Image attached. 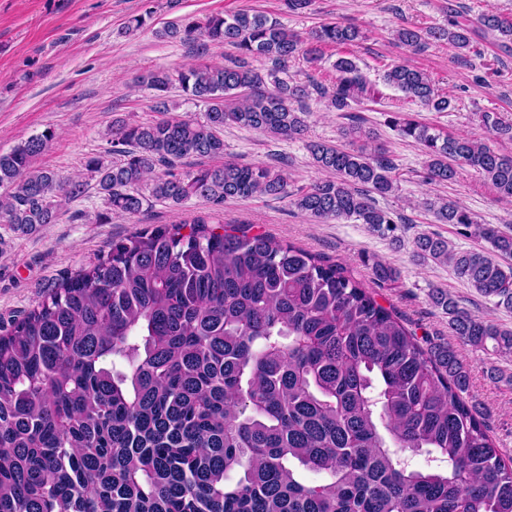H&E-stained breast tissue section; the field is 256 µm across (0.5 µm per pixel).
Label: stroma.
Instances as JSON below:
<instances>
[{
	"label": "stroma",
	"instance_id": "35a3bbf8",
	"mask_svg": "<svg viewBox=\"0 0 512 512\" xmlns=\"http://www.w3.org/2000/svg\"><path fill=\"white\" fill-rule=\"evenodd\" d=\"M147 8L153 11L150 28L125 34L128 19ZM490 8L512 14V0H313L299 14L288 12L284 0H0V153L29 136L54 131V139L34 165L64 180L83 175L85 157L106 148L113 122L157 119L151 92L139 86V76L201 61L222 63L235 54L222 44L197 51L156 37V30L167 23L250 11L277 19L303 38L334 19L356 25L363 35L357 44L322 46L316 70L296 61L288 67V79L302 85L313 77L329 88L336 81V59L355 58L375 92L373 99L358 106L363 131L373 134L366 146L385 149L394 163L396 189L376 203L393 214L401 238L400 244H392L370 225L353 221L318 223L288 198L272 196L228 201L216 212L196 199L180 208L156 202L137 216L116 215L102 223L97 219L101 200L92 196L67 202L54 223L30 234L0 224V327H9L63 278L107 253L113 241L147 227L206 216L211 224L241 225L341 265L347 276L373 292L409 331L432 346L456 342L448 334L447 314L430 301L436 287L449 291L470 313L512 330V309L478 295L448 266L420 259L413 246L421 233L440 235L459 249L473 244L459 226L437 223L423 199L456 201L480 223L503 227L512 225V201L499 200L491 184L467 167L455 182L427 183L426 155L396 125L397 120L412 117L512 153V141L496 139L482 122L486 112L512 118V43H498L495 34L474 24L476 15ZM452 19L472 28V46L465 54L445 41H430L416 52L395 39L398 28L444 27ZM399 63L426 73L439 92L450 97L448 111H429L387 84L386 70ZM304 104L311 116L301 138L277 139L234 124L225 126V159L268 165L282 173L292 189L318 179L307 142L346 144L343 131L349 121L328 100L314 96ZM378 260L396 269L395 280H375L373 264ZM459 359L469 377L467 400L484 415L497 447L512 458V360H498L469 347L460 348Z\"/></svg>",
	"mask_w": 512,
	"mask_h": 512
}]
</instances>
